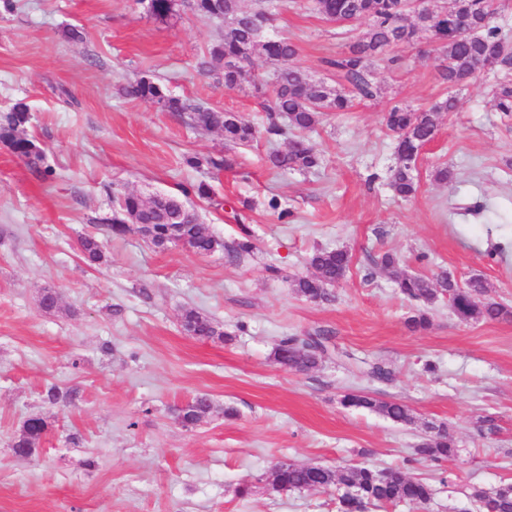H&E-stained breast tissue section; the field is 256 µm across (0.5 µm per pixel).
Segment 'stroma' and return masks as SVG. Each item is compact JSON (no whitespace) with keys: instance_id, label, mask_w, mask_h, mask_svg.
<instances>
[{"instance_id":"obj_1","label":"stroma","mask_w":512,"mask_h":512,"mask_svg":"<svg viewBox=\"0 0 512 512\" xmlns=\"http://www.w3.org/2000/svg\"><path fill=\"white\" fill-rule=\"evenodd\" d=\"M72 28L81 39L67 37ZM366 28L343 33L311 0H283L268 33L295 43L297 64L332 84L325 59ZM223 33L183 7L155 19L144 0L0 4V113L28 104L26 132L50 171L41 178L0 141V512H336V490L273 491L283 460L402 468L435 494L387 512H475L473 488L512 483V321L466 323L443 298L429 329L410 330L416 305L378 261L391 252L408 274L482 278L489 298L512 306V118L489 103L494 74L458 90L456 112L440 117L417 157L416 193L400 198L388 186L396 137L383 114L395 104L426 110L448 93L424 38L394 48L396 65L374 61L379 96L325 116L312 135L322 163L300 172L268 162L287 149L285 138L228 144L188 115L126 95L148 78L263 126L255 87L271 63L256 58L233 91L221 71L197 67ZM197 155L231 166L191 167ZM443 163L454 172L445 184L432 178ZM200 183L211 196H190L189 205L225 243L251 234V256L232 261L222 250L202 256L110 235L114 190L168 194ZM273 198L287 216L269 208ZM87 235L103 245L95 266L78 249ZM317 248L352 256L327 302L291 286L312 275ZM45 288L58 292V313L40 310ZM187 309L231 341L187 335ZM317 333L329 336L330 354L316 370L274 361L282 337ZM375 362L392 369L391 383L367 376ZM51 385L77 396L47 404ZM351 391L399 401L415 421L342 406ZM197 395L214 410L182 426L174 409ZM228 407L235 418L225 417ZM34 415L50 429L31 457H16L12 442ZM439 423L449 425L457 454L437 463L415 447Z\"/></svg>"}]
</instances>
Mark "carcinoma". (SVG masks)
Wrapping results in <instances>:
<instances>
[{"label":"carcinoma","mask_w":512,"mask_h":512,"mask_svg":"<svg viewBox=\"0 0 512 512\" xmlns=\"http://www.w3.org/2000/svg\"><path fill=\"white\" fill-rule=\"evenodd\" d=\"M185 3L195 14L208 20L224 23V35L207 49L199 70L203 73L216 68L223 69L224 87L228 90L240 88V82L252 67L254 59L262 57L274 65L268 82V95L263 104L266 112V132L288 137V151L274 153L269 162L278 170L292 169L311 171L321 164V157L306 134L313 131L323 115L328 112H347L354 103L373 100L380 88L372 79L370 66L375 55L394 44H410L421 33L435 35L441 40L442 56L439 57L440 76L448 86V96L436 102L430 109L416 111L397 104L384 115L386 128L398 138L397 162L389 171V185L400 197L412 196L417 185L412 175L415 159L422 147L431 141L437 130V116L443 112L457 110L455 91L474 78L477 64L489 62L506 76L493 90L491 105L505 117L512 116V39L493 25L496 13L495 0H451L448 11L466 18L478 29L471 38L458 39L452 34L449 20L429 23L423 15L414 16L413 21L398 24L402 13L395 9L399 0H314L315 10L324 18L359 16L368 21V28L349 50L325 60L327 69L336 75L338 85L324 81H313L295 62L296 45L286 38H267L251 23L257 11L274 15L279 0H256L252 9L241 7L240 0H151L150 16L165 20L177 12L179 3ZM129 95L150 100L166 112H190L197 126L224 133V141L247 144L256 140V126L231 111L215 112L209 108L192 104L169 94L150 80L142 79L128 90ZM29 122L27 104L15 103L0 121V140L9 143L13 152L28 161L41 172L38 163L42 151L29 138L24 125ZM169 204L162 206L152 196L114 191L112 224L109 231L123 237L133 231V225H153L151 245L163 250L171 244V237L185 238L193 251L199 255L211 254L219 249L227 250L236 260L250 253L253 244L244 238L229 247L224 241L209 233L201 223H184L180 218L183 200L177 195L168 196ZM80 253L89 264H97L102 250L92 236L80 239ZM310 266L320 275L297 277L292 288L300 296L316 301L330 300L329 287L342 280L351 265V255L343 249L318 248L309 257ZM381 267L395 274V282L401 294L418 305L408 324L414 329L430 324L429 309L441 297H448L459 320L511 321L512 307L486 297L487 287L479 278H472L465 287H460L455 277L444 271L431 279L422 275L398 271L400 259L386 253L380 259ZM183 322L199 340L224 339L213 320L195 309L182 314ZM330 337L285 336L275 347L274 360L289 368L310 372L318 368L330 351ZM43 400L51 405L74 400V392L62 390L56 385L48 387ZM346 408H360L383 415L398 423L411 422L410 410L399 401H382L364 393H348L341 399ZM213 405L206 396H198L185 407L177 410V416L196 424L211 413ZM48 430L46 420L33 417L23 423L20 434L14 439L12 451L17 455H30L36 442ZM417 454L431 461H443L455 454L452 436L445 424L431 425L428 435L416 448ZM280 491H310L345 486L356 490L353 497L342 494L338 497L339 512H359L368 506L386 507L400 502L417 505L428 503L433 497L431 485L414 478L397 468L377 469L364 465L332 470L322 466L290 465L277 473ZM474 499L486 502L490 512H512V483L504 484L492 493L480 488L471 492Z\"/></svg>","instance_id":"carcinoma-1"}]
</instances>
